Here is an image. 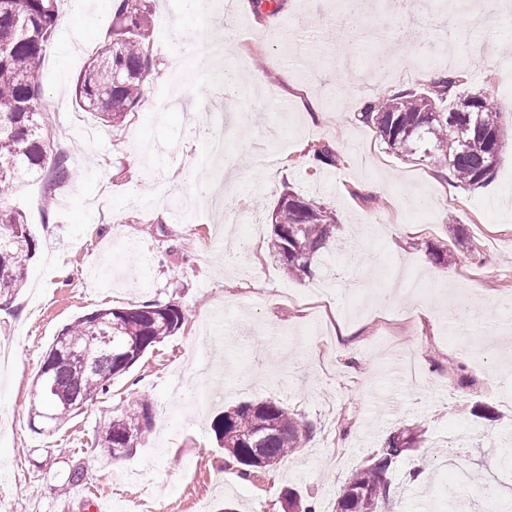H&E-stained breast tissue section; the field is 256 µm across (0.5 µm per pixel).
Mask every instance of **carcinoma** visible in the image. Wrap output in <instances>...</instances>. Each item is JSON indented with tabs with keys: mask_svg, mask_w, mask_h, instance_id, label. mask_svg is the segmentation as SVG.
<instances>
[{
	"mask_svg": "<svg viewBox=\"0 0 512 512\" xmlns=\"http://www.w3.org/2000/svg\"><path fill=\"white\" fill-rule=\"evenodd\" d=\"M112 40L96 50L80 73L72 96L76 103L114 127L138 110L153 66L146 42L150 20L146 0H112ZM57 0H0V195L14 192L35 176L58 185L73 175L68 157L53 150L40 117L44 94L37 81L42 57L53 36ZM476 65L464 64L432 82L425 90L395 89L382 93L358 113V120L376 129L387 149L397 155L423 152L434 175L448 176L468 187L483 184L493 173L501 147L502 109L481 92L461 96V78ZM452 101L448 111L440 103ZM314 159L336 166V152L312 148ZM336 230L335 215L323 204L299 194L280 196L270 236L273 257L289 275L312 277L318 258ZM37 243L25 215L0 207V299L10 300L22 287ZM184 314L175 304L151 302L126 309H100L76 318L53 345L50 375L37 374L30 391L31 418L53 432L88 404L110 392L112 381L127 373L143 355L182 327ZM153 426L151 404L143 399L102 427L96 450L115 457L116 449L137 448ZM224 449V468L255 483L266 469L292 456L311 426L279 402H244L227 409L212 423ZM422 442L421 430L394 431L370 463L341 488L334 512H364L381 507L394 494V464ZM259 456L267 468L251 463ZM283 512H316L314 503L295 491L283 493Z\"/></svg>",
	"mask_w": 512,
	"mask_h": 512,
	"instance_id": "obj_1",
	"label": "carcinoma"
}]
</instances>
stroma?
<instances>
[{
	"label": "stroma",
	"mask_w": 512,
	"mask_h": 512,
	"mask_svg": "<svg viewBox=\"0 0 512 512\" xmlns=\"http://www.w3.org/2000/svg\"><path fill=\"white\" fill-rule=\"evenodd\" d=\"M336 0H282L276 13L233 0L230 11L199 24L185 0H151L148 39L155 55L151 93L175 103L155 115L141 103L120 127L99 124L86 141L73 117L70 90L92 53L111 37L112 0L76 12L57 28L38 72L48 102L43 120L77 174L48 178L12 193L37 249L25 287L0 304V344L16 365L0 373V505L7 512H88L95 487L103 512H282L284 488L332 512L350 474L391 432H425L392 472L390 512H435L454 488L438 466L451 449L458 466L495 476L512 488V364L488 357L496 337L479 329L502 297L512 298V13L483 0L495 17L472 39L483 47L459 88L480 91L503 109L500 155L480 187L443 182L425 162L389 152L357 119L365 102L386 90L421 89L447 71L449 31L465 19L439 0L407 17L372 7L357 33L340 26ZM438 43L436 57L407 77L384 79L371 56L387 43L413 37ZM224 49L225 68L248 77L266 72L257 88L225 94L199 52L201 38ZM332 120L307 124L311 101ZM244 122L229 150L238 165L225 174L224 221L212 223L201 189L213 180L205 158L225 128ZM315 144L336 149V166L318 165ZM383 185L380 194L371 185ZM298 192L336 216L325 260L336 276L324 298L311 280L289 277L268 252L272 213L280 195ZM425 198L412 212V198ZM372 256L385 277L362 274L351 257ZM173 303L182 328L115 379L107 396L89 403L54 434L36 433L30 385L57 334L76 317L101 308ZM342 310L352 335L336 334ZM417 350L424 378L413 388L396 378L392 353ZM205 386L211 402L195 405ZM146 398L152 433L132 455L111 460L92 450L100 422ZM273 400L312 425L298 452L261 481H242L224 466L211 433L213 418L242 402ZM84 480L61 485L73 466ZM421 467L423 475L409 473Z\"/></svg>",
	"instance_id": "1"
}]
</instances>
